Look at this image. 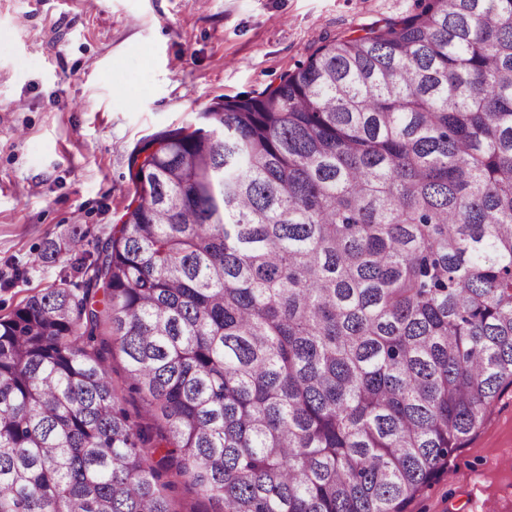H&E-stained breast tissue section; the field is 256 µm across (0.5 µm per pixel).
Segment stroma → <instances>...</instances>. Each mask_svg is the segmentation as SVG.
<instances>
[{
  "instance_id": "obj_1",
  "label": "stroma",
  "mask_w": 512,
  "mask_h": 512,
  "mask_svg": "<svg viewBox=\"0 0 512 512\" xmlns=\"http://www.w3.org/2000/svg\"><path fill=\"white\" fill-rule=\"evenodd\" d=\"M417 0H0V315L58 284L36 260L81 225L87 249L134 196L145 137L277 86L324 41ZM25 275L14 278V268ZM406 512H512V387Z\"/></svg>"
}]
</instances>
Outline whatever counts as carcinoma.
<instances>
[{
    "label": "carcinoma",
    "instance_id": "cac0c4a2",
    "mask_svg": "<svg viewBox=\"0 0 512 512\" xmlns=\"http://www.w3.org/2000/svg\"><path fill=\"white\" fill-rule=\"evenodd\" d=\"M200 118L0 316V512H405L512 386V0H420ZM176 512H221L222 505L199 497L193 489L179 485L174 494Z\"/></svg>",
    "mask_w": 512,
    "mask_h": 512
}]
</instances>
